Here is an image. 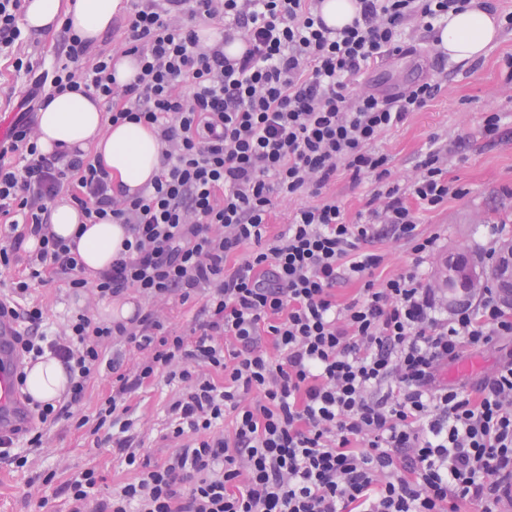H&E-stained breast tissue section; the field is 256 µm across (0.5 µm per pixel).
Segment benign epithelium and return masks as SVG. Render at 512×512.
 I'll use <instances>...</instances> for the list:
<instances>
[{"label":"benign epithelium","mask_w":512,"mask_h":512,"mask_svg":"<svg viewBox=\"0 0 512 512\" xmlns=\"http://www.w3.org/2000/svg\"><path fill=\"white\" fill-rule=\"evenodd\" d=\"M492 277L504 307L512 309V242L504 244L493 267L484 273L476 270L470 256L462 251L439 269L436 287L448 290V297L467 296L481 290L486 277Z\"/></svg>","instance_id":"1"}]
</instances>
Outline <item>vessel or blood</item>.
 <instances>
[{
	"label": "vessel or blood",
	"mask_w": 512,
	"mask_h": 512,
	"mask_svg": "<svg viewBox=\"0 0 512 512\" xmlns=\"http://www.w3.org/2000/svg\"><path fill=\"white\" fill-rule=\"evenodd\" d=\"M17 322L8 315H0V437L27 419V412L15 384L18 353L16 349Z\"/></svg>",
	"instance_id": "1"
}]
</instances>
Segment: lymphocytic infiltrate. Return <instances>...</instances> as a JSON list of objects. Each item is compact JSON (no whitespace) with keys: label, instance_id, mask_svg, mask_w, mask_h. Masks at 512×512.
<instances>
[{"label":"lymphocytic infiltrate","instance_id":"1","mask_svg":"<svg viewBox=\"0 0 512 512\" xmlns=\"http://www.w3.org/2000/svg\"><path fill=\"white\" fill-rule=\"evenodd\" d=\"M136 6L124 50L136 56L133 83L117 85L111 56L64 27L59 62L35 70L15 58L30 83L22 115L0 140V272L24 296L47 277L102 299L134 288L151 298L209 293L190 334L167 331L154 312L106 323L89 312L63 332L43 328L44 311L0 304L22 324L26 368L44 354L64 365L65 403L26 397L30 418L109 428L135 478L99 502L95 470L61 484L68 512H496L512 486V355L474 386L442 384V371L470 351L512 335V315L484 289L477 305L439 315L417 268L436 236L418 231L419 214L463 197L448 179L447 146H430L407 183L391 177L373 150L442 91L423 80L388 95L349 84L393 56L414 53L448 15L492 0H357L343 29L329 28L320 0H195L192 17H223L246 45L237 58L204 48L194 28L167 11L185 0ZM190 94H183V86ZM86 89L112 122L156 126L165 168L149 192L127 195L100 160L82 151L43 154L33 115L54 93ZM346 170L384 184L350 221L341 201L296 209L278 233L277 207L318 192ZM70 193L88 223L125 225L129 236L110 268L87 280L77 253L51 229V204ZM406 242L412 269L379 281L382 238ZM38 248L30 262L21 249ZM362 282L346 304L338 287ZM121 339L144 352L122 368L106 356ZM112 390L94 416H75L101 369ZM182 383L170 406L172 438L192 441L163 463L131 452L132 396L158 376ZM231 418L233 431L218 432Z\"/></svg>","mask_w":512,"mask_h":512}]
</instances>
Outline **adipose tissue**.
Segmentation results:
<instances>
[{
	"mask_svg": "<svg viewBox=\"0 0 512 512\" xmlns=\"http://www.w3.org/2000/svg\"><path fill=\"white\" fill-rule=\"evenodd\" d=\"M23 5L24 29L49 34L69 22L78 34L95 39L127 10L128 0H24ZM498 35L497 22L488 12L469 8L449 18L438 46L451 59L473 60ZM38 145L45 153L77 148L102 157L113 184L132 190L151 182L164 168V146L156 132L141 123H111L102 99L94 94L64 92L49 99L39 115ZM51 224L58 236L76 238L81 259L91 272L116 256L126 236L120 224L84 225L79 207L64 196L52 206ZM66 384L65 370L54 358L39 359L27 371L26 391L35 400L57 399Z\"/></svg>",
	"mask_w": 512,
	"mask_h": 512,
	"instance_id": "1",
	"label": "adipose tissue"
}]
</instances>
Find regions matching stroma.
I'll use <instances>...</instances> for the list:
<instances>
[{"instance_id": "stroma-1", "label": "stroma", "mask_w": 512, "mask_h": 512, "mask_svg": "<svg viewBox=\"0 0 512 512\" xmlns=\"http://www.w3.org/2000/svg\"><path fill=\"white\" fill-rule=\"evenodd\" d=\"M509 55L512 29L505 28L479 63H454L440 58L433 47L421 56L392 57L360 77L361 82L375 84L387 93L432 78L444 84L436 99L373 145L374 150L387 154L393 177L404 180L413 175L431 138H439L448 146L449 178L466 191L461 198L419 214L420 233L439 237L437 250L419 269L423 279L433 280L440 264L461 250L479 263L489 264L498 244L512 239V70L505 65ZM28 83V76L15 72L11 60L0 55L1 125H11L15 119ZM490 112L502 117L501 133L494 139L483 131ZM377 188L374 175H362L355 182L348 172H338L321 195L306 193L278 208L271 229L282 230L296 208L317 204L323 197L342 201L348 217H356ZM124 299L143 311L158 308L168 330L175 334L190 333L204 302L199 296L185 304L176 297L154 304L134 289L125 292ZM26 303L43 308L51 329L63 327L70 316L85 309L99 314L101 307L90 292L74 294L58 279L32 286ZM508 352H512V336L499 338L493 346L450 366L446 378L452 385L475 381L491 373ZM180 389V383L161 380L133 398L131 436L137 456L160 463L178 448V441L170 436L169 406ZM41 431L45 443L28 449L25 467L0 461V512H68L64 497L56 495L55 489L90 468L98 476L91 492L95 500L111 495L135 476L124 454L115 448L107 444L91 448L86 429L60 423L43 425Z\"/></svg>"}]
</instances>
